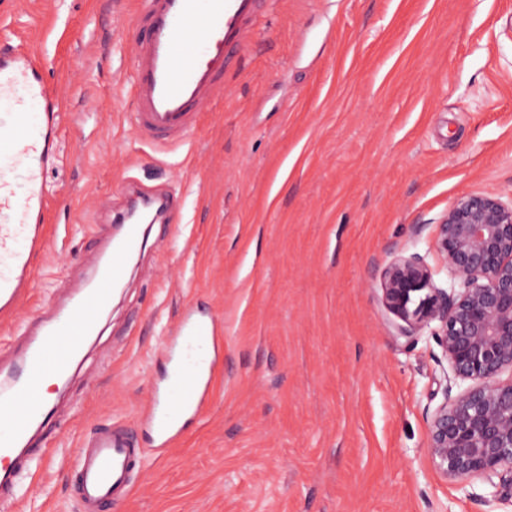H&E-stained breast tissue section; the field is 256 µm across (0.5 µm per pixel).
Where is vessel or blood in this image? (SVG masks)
Returning a JSON list of instances; mask_svg holds the SVG:
<instances>
[{"instance_id":"obj_1","label":"vessel or blood","mask_w":512,"mask_h":512,"mask_svg":"<svg viewBox=\"0 0 512 512\" xmlns=\"http://www.w3.org/2000/svg\"><path fill=\"white\" fill-rule=\"evenodd\" d=\"M266 0H140L136 13L131 89L136 102L132 125L143 141L181 144L210 106L224 95V72L250 41ZM41 58L20 46L0 55V316L20 301L23 272L44 248L45 198L36 162L54 128L60 103L42 78ZM42 103L45 123L29 108ZM23 184H16V176ZM145 239L142 225L120 218L113 233L88 262L91 280L73 302L55 309L47 329L17 351L11 370L0 379V483L13 476L11 464L29 450L34 432L49 413L38 389L40 378L64 379L79 353L81 337L94 335L111 299V288ZM169 368L153 386L140 412L162 451L181 437L185 421L209 405L214 371L224 360L221 322L190 309L170 330L161 349ZM140 458L129 431L106 425L86 438L75 464L83 512H108L113 500L128 495Z\"/></svg>"}]
</instances>
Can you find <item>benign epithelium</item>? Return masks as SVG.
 <instances>
[{"instance_id": "obj_1", "label": "benign epithelium", "mask_w": 512, "mask_h": 512, "mask_svg": "<svg viewBox=\"0 0 512 512\" xmlns=\"http://www.w3.org/2000/svg\"><path fill=\"white\" fill-rule=\"evenodd\" d=\"M438 265L419 253L386 264L379 288L403 337L426 331L448 368L428 450L437 470L464 489L476 478L491 502L512 503V199L466 192L436 227ZM446 272L447 287L438 284Z\"/></svg>"}]
</instances>
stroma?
Here are the masks:
<instances>
[{"label":"stroma","mask_w":512,"mask_h":512,"mask_svg":"<svg viewBox=\"0 0 512 512\" xmlns=\"http://www.w3.org/2000/svg\"><path fill=\"white\" fill-rule=\"evenodd\" d=\"M138 2L0 0V53H40L63 102L38 171L46 246L0 361L90 277L128 183L173 197L0 512H81L75 462L110 420L144 450L112 512H512L434 467L446 361L397 335L378 288L395 254H432L458 195L512 196V0H269L223 99L167 148L131 123ZM194 306L223 319L224 362L158 453L137 412Z\"/></svg>","instance_id":"stroma-1"}]
</instances>
